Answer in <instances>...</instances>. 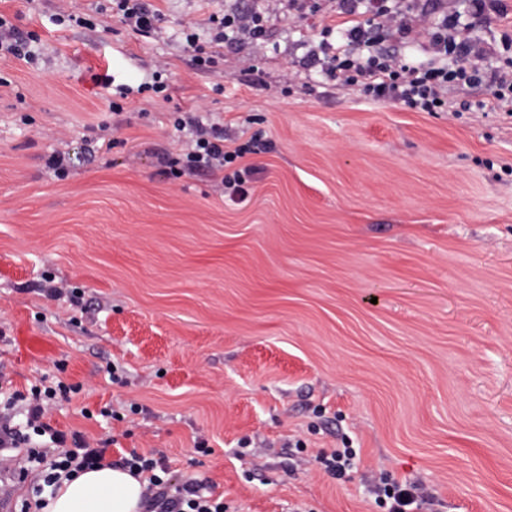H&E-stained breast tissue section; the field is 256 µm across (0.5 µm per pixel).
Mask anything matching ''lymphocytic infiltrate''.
Segmentation results:
<instances>
[{
  "mask_svg": "<svg viewBox=\"0 0 512 512\" xmlns=\"http://www.w3.org/2000/svg\"><path fill=\"white\" fill-rule=\"evenodd\" d=\"M343 12L348 16L359 11L371 12L377 17L376 27L354 24L346 32L349 44L355 45L352 53L334 52L328 41L331 26H324L318 48L327 54L330 73L348 84H362L366 94L375 99H391L403 102L410 108L424 112H441L446 101L441 91L451 84H473L488 82L493 96L505 101L512 96V79L497 72H485L473 63H462L452 67L440 66L419 70L398 64L379 53L376 42L381 36L397 33L407 35L415 31L422 18L428 17L437 5V0H409L401 5L400 0H341ZM214 32L204 40L197 32L184 33L188 50L198 68H208L217 63L214 51L208 50V42H222L225 30L231 29L259 39L265 34L263 18L258 14H227L212 17ZM177 130H190L191 139L185 142L184 152L179 157L163 158L165 173L177 176L181 171H206L220 176L225 194L234 202H244L248 196L246 183L254 176L255 168L226 173L227 164L233 163L243 154L242 148L226 149L224 135L216 126L203 124L194 116L176 119ZM58 391L53 387H32L29 393L13 392L0 406V460L7 461L16 449H24L26 467L21 468V478L36 474L38 481L32 490L35 503H23L21 512H39L44 502L45 489L58 486L61 479L71 478L76 473L102 466L106 459V448L92 447L80 433L65 434L46 422ZM23 406L26 425L17 427L12 423L11 412L15 406ZM122 465L136 476H146L148 485L145 499L150 512H225L223 499L203 494L197 481L173 485L165 482L159 474L163 463L152 456L130 452ZM376 501L386 512H414L418 501L417 486H402L388 474H380L374 486Z\"/></svg>",
  "mask_w": 512,
  "mask_h": 512,
  "instance_id": "1",
  "label": "lymphocytic infiltrate"
}]
</instances>
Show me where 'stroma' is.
I'll use <instances>...</instances> for the list:
<instances>
[{
	"instance_id": "obj_1",
	"label": "stroma",
	"mask_w": 512,
	"mask_h": 512,
	"mask_svg": "<svg viewBox=\"0 0 512 512\" xmlns=\"http://www.w3.org/2000/svg\"><path fill=\"white\" fill-rule=\"evenodd\" d=\"M149 2L164 38L104 0H0L41 39L36 63L0 59V387H73L53 428L111 440L112 461L161 454L229 512H383L382 472L424 488L421 512H512V104L453 84L421 112L332 77L308 52L336 0ZM447 7L512 69V0ZM237 8L265 39L229 34L197 68L184 29ZM429 38L383 48L426 68ZM156 71L165 93L141 88ZM181 111L227 149L258 137L233 164L261 171L246 202L163 174ZM345 447L357 465L333 477L317 458Z\"/></svg>"
}]
</instances>
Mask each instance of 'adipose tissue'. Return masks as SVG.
<instances>
[{"label": "adipose tissue", "instance_id": "obj_1", "mask_svg": "<svg viewBox=\"0 0 512 512\" xmlns=\"http://www.w3.org/2000/svg\"><path fill=\"white\" fill-rule=\"evenodd\" d=\"M145 481L129 471L104 466L63 481L43 512H145Z\"/></svg>", "mask_w": 512, "mask_h": 512}]
</instances>
